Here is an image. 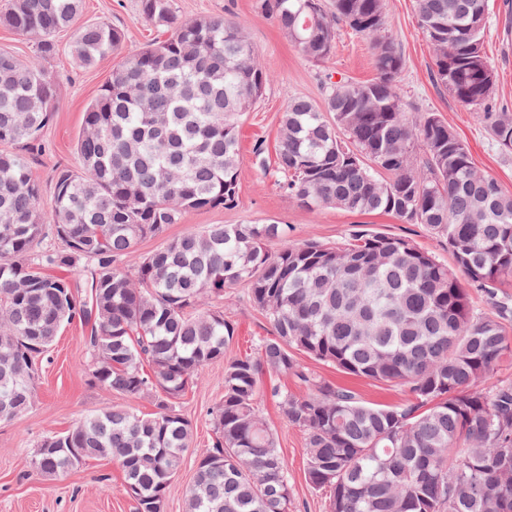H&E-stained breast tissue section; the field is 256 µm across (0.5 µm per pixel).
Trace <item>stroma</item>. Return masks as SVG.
I'll return each mask as SVG.
<instances>
[{"mask_svg": "<svg viewBox=\"0 0 512 512\" xmlns=\"http://www.w3.org/2000/svg\"><path fill=\"white\" fill-rule=\"evenodd\" d=\"M138 0H83L80 23L107 22L125 28L127 42L142 46L162 36L161 27L140 19ZM262 0H173L179 20L202 15L232 18L247 33L271 80L262 96L238 127L240 148L239 195L235 205L186 211L180 222L162 234L137 243L134 254L124 258L134 266L139 257L167 240L209 224H243L273 220L289 228V239L341 245L356 229L392 237H405L441 261L452 263L446 245L421 224H407L393 215L351 213L328 208L308 211L279 185L274 171L280 116L289 97L321 102L326 78L345 77L357 82L375 76L369 43L347 26H340L333 53L324 61L305 59L285 37ZM387 29L405 59L401 88L405 100L436 113L454 129L467 146L478 170L494 177L512 195V154L502 153L484 124L432 81L433 51L418 24L414 0H387ZM72 30L57 36L58 55L41 59L33 39L0 26V51L15 55L28 65L45 70L58 84V95L49 124L29 150L33 176L41 188V205L50 209L57 169L79 170L76 143L83 128L87 105L109 79L120 61L112 56L96 67L80 66L71 53ZM484 51L496 76L494 98L498 107L512 110V0H489ZM224 318L235 328L226 349L229 358L254 353L257 337L272 327L264 312L253 306L246 288H235L224 300ZM90 328L80 322L67 325L43 361L37 380L36 401L26 413L0 421V512H135L121 469L109 460L90 461L54 479L39 476L32 467L33 450L48 434L65 432L77 420L119 403L120 398L90 383L86 375V338ZM311 372L335 385L354 390L367 402L389 405L399 401L398 388L346 374L335 366L298 354ZM224 365L206 366L178 403L180 413L193 425V445L166 491L164 512H185V497L194 480L200 456L212 443L210 409L219 400ZM261 413L278 435V448L288 462L292 512H327L326 491L306 479L304 435L279 416L273 399H265Z\"/></svg>", "mask_w": 512, "mask_h": 512, "instance_id": "35a3bbf8", "label": "stroma"}]
</instances>
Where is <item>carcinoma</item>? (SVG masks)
Masks as SVG:
<instances>
[{"label":"carcinoma","instance_id":"1","mask_svg":"<svg viewBox=\"0 0 512 512\" xmlns=\"http://www.w3.org/2000/svg\"><path fill=\"white\" fill-rule=\"evenodd\" d=\"M431 43L434 78L512 153V113L491 103L483 52L488 0H415ZM294 47L323 61L337 22L363 36L376 77L331 81L321 103L292 97L282 112L276 171L311 211L390 213L448 244L453 265L410 240L355 231L331 248L288 243L286 224H210L119 262L138 241L191 209L238 198V125L270 81L243 29L219 15L180 21L172 0H138V13L169 35L128 46L106 23L76 29L72 54L91 68L123 59L88 105L77 140L78 172L59 169L43 213L24 146L48 124L58 94L45 71L0 51V400L17 413L36 397L34 374L61 329L91 325L88 374L106 390L150 396L142 416L112 405L45 437L33 458L56 477L89 460L121 469L136 512H164L167 488L193 441L177 409L189 381L224 360L233 330L224 299L244 284L273 334L257 355L225 360L212 409L214 438L198 460L186 512H289L288 463L260 415V375L292 376L297 395L272 388L281 419L305 437L306 478L329 493L328 512H512V195L478 171L434 112L404 111V69L385 32V0H264ZM81 0H10L0 24L54 58ZM53 224L60 247L27 262ZM277 249H271V246ZM89 271L85 289L40 267ZM465 276L487 292L473 309ZM301 351L346 374L397 386L391 405L361 400L314 377Z\"/></svg>","mask_w":512,"mask_h":512}]
</instances>
